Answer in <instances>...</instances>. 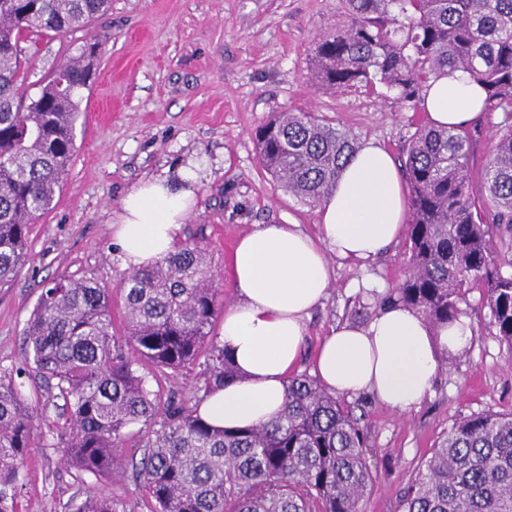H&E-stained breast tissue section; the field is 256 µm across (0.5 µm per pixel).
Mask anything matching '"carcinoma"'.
I'll return each instance as SVG.
<instances>
[{
    "label": "carcinoma",
    "instance_id": "obj_1",
    "mask_svg": "<svg viewBox=\"0 0 512 512\" xmlns=\"http://www.w3.org/2000/svg\"><path fill=\"white\" fill-rule=\"evenodd\" d=\"M344 24L314 43L310 74L325 89L382 84L405 109L446 70H461L487 93L485 109L512 113V0H346ZM111 0H0V282L28 260L33 224L55 205L75 152L79 92L92 80L107 37L85 39L79 55L50 76L40 94L20 87L30 58L25 37L66 36L105 14ZM262 167L274 183L316 206L336 188L357 138L313 112L273 114L256 133ZM410 260L385 296L434 328L462 316L483 291L495 336L512 358V124L470 175L471 132L418 128L406 147ZM91 278L63 277L40 295L23 331L26 367L49 382L28 399L0 380V512H16L20 472L38 447L35 421L64 420L67 464L100 478L132 471L153 512H361L375 485L368 437L349 406L306 372L288 379L278 418L258 426L205 423L198 405L161 402L141 368L160 375L200 358L197 392L239 377L218 337L219 279L206 248L185 242L112 292ZM63 404H58V401ZM142 424L141 458L124 454L126 429ZM76 512H127L94 491ZM400 512H512V412L456 419L418 469Z\"/></svg>",
    "mask_w": 512,
    "mask_h": 512
}]
</instances>
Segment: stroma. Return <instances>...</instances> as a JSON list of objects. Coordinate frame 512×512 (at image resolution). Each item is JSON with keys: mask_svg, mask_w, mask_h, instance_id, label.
Returning <instances> with one entry per match:
<instances>
[{"mask_svg": "<svg viewBox=\"0 0 512 512\" xmlns=\"http://www.w3.org/2000/svg\"><path fill=\"white\" fill-rule=\"evenodd\" d=\"M344 20L342 0H112L92 24L110 38L95 77L82 90L77 151L55 208L33 225L30 260L0 284V375L20 374L22 333L45 285L73 276L118 286L127 274L112 242L121 200L140 179L177 180L200 165L196 204L181 240L206 245L211 266L229 275L238 239L259 224L294 222L318 232L316 208L281 190L262 169L254 134L273 113L303 108L336 120L358 142H375L401 160L426 112L401 108L384 87L330 92L308 73L315 38ZM77 32L64 39L24 42L35 57L28 95L67 56L79 54ZM485 113L473 134L470 174L481 181L503 125ZM409 260L398 239L374 261H334L329 295L308 322L305 352L339 322L364 324L381 309ZM474 340L439 370L421 406L400 415L370 395L346 398L367 427L376 483L364 512H398L400 498L452 422L462 416L512 411V366L483 305L472 290L464 307ZM102 489L128 512H149L142 490L127 477H77L59 448L32 449L20 478L17 512H74L88 491Z\"/></svg>", "mask_w": 512, "mask_h": 512, "instance_id": "stroma-1", "label": "stroma"}]
</instances>
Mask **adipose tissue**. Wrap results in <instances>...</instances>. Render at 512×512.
<instances>
[{"label":"adipose tissue","mask_w":512,"mask_h":512,"mask_svg":"<svg viewBox=\"0 0 512 512\" xmlns=\"http://www.w3.org/2000/svg\"><path fill=\"white\" fill-rule=\"evenodd\" d=\"M422 98L433 125L458 128L480 120L486 95L455 71L429 81ZM197 178L196 168L186 167L180 185L145 179L125 194L112 226L124 268L154 265L176 250L196 203ZM318 214V237L295 224H261L234 247L237 302L224 312L219 340L241 378L203 396L198 414L214 426L236 428L279 417L307 321L333 280L331 258L365 262L402 235L407 200L390 155L373 142L363 143ZM472 340L467 319L435 328L417 312L387 304L367 325L330 328L313 354L311 371L331 394H367L404 414L430 391L441 353L465 351Z\"/></svg>","instance_id":"obj_1"}]
</instances>
